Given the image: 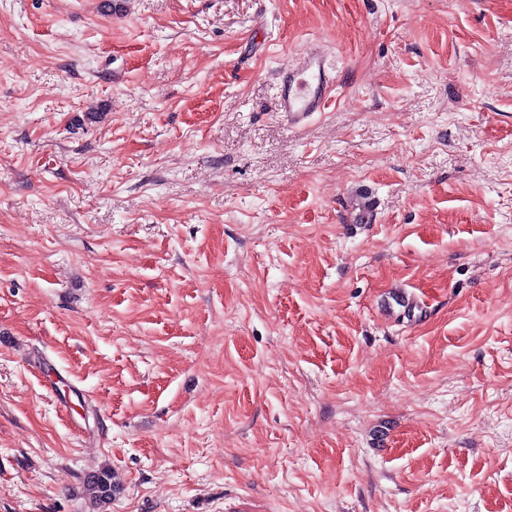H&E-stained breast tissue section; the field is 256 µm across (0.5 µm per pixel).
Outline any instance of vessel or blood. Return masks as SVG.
<instances>
[{
  "instance_id": "1",
  "label": "vessel or blood",
  "mask_w": 512,
  "mask_h": 512,
  "mask_svg": "<svg viewBox=\"0 0 512 512\" xmlns=\"http://www.w3.org/2000/svg\"><path fill=\"white\" fill-rule=\"evenodd\" d=\"M275 110L289 128L304 127L314 113L324 111L334 97L336 76L328 54L313 46L278 70Z\"/></svg>"
}]
</instances>
